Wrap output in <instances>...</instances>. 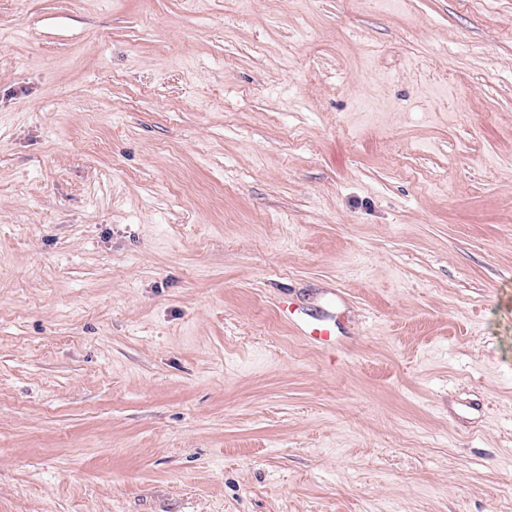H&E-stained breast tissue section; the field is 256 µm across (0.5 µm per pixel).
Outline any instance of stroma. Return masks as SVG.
Masks as SVG:
<instances>
[{
	"instance_id": "1",
	"label": "stroma",
	"mask_w": 512,
	"mask_h": 512,
	"mask_svg": "<svg viewBox=\"0 0 512 512\" xmlns=\"http://www.w3.org/2000/svg\"><path fill=\"white\" fill-rule=\"evenodd\" d=\"M0 512H512V0H0Z\"/></svg>"
}]
</instances>
